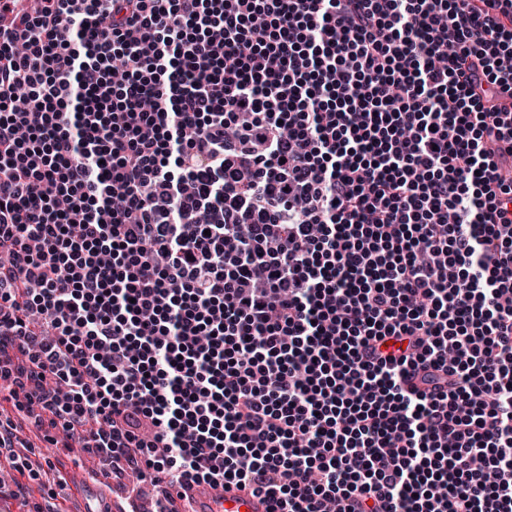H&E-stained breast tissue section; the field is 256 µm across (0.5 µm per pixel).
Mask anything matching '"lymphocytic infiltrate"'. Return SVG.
Returning a JSON list of instances; mask_svg holds the SVG:
<instances>
[{
	"mask_svg": "<svg viewBox=\"0 0 512 512\" xmlns=\"http://www.w3.org/2000/svg\"><path fill=\"white\" fill-rule=\"evenodd\" d=\"M506 93L512 0H0V512L31 428L159 512H512ZM192 512H268L269 501L264 495L240 491L234 483L194 484Z\"/></svg>",
	"mask_w": 512,
	"mask_h": 512,
	"instance_id": "obj_1",
	"label": "lymphocytic infiltrate"
}]
</instances>
